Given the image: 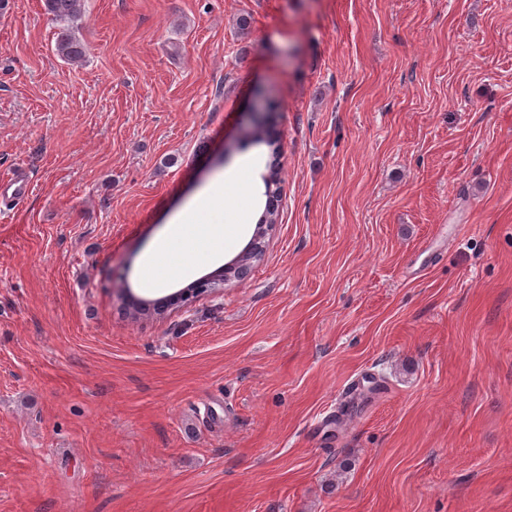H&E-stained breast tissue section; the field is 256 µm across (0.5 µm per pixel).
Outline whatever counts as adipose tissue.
Returning <instances> with one entry per match:
<instances>
[{"label": "adipose tissue", "mask_w": 512, "mask_h": 512, "mask_svg": "<svg viewBox=\"0 0 512 512\" xmlns=\"http://www.w3.org/2000/svg\"><path fill=\"white\" fill-rule=\"evenodd\" d=\"M195 209L203 218L201 227L177 225L170 234L160 238L152 252L145 257L141 269L145 287L161 289L167 287L171 281L193 276L200 266L215 264L222 258L226 242L237 240L244 224L251 219L249 211L241 210L236 213L233 223H225L224 188L219 184L209 189L196 202ZM201 235L208 241V247L203 251L196 246L197 238ZM173 251L182 254V264L170 275H158V267Z\"/></svg>", "instance_id": "1"}]
</instances>
